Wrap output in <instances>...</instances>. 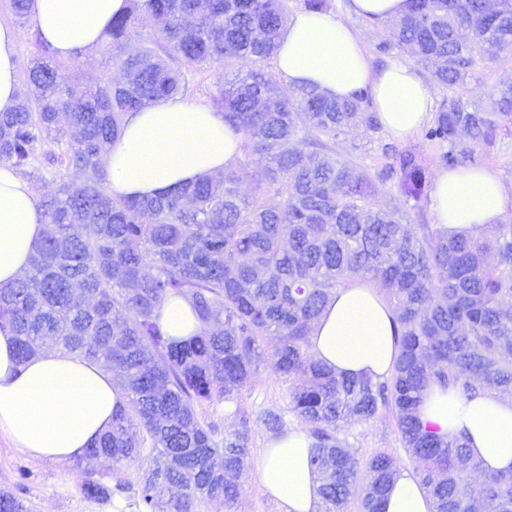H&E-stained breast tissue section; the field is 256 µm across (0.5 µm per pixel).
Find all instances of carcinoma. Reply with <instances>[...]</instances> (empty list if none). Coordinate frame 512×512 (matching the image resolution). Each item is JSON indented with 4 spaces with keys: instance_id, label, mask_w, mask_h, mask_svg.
<instances>
[{
    "instance_id": "1",
    "label": "carcinoma",
    "mask_w": 512,
    "mask_h": 512,
    "mask_svg": "<svg viewBox=\"0 0 512 512\" xmlns=\"http://www.w3.org/2000/svg\"><path fill=\"white\" fill-rule=\"evenodd\" d=\"M287 2L129 0L106 31L112 69L81 88L35 33L39 54L22 70L28 91L0 112V162L29 178L46 231L25 275L0 287V321L12 327L21 363L57 348L112 373L125 405L87 458L131 464L151 448L156 461L138 485L139 512H200L211 502L234 512L252 423L278 435L283 417L242 415L221 438L198 407L234 400L262 366L299 381L289 405L312 438L319 512H380L398 466L383 451L358 456L340 432L383 409L418 463L434 512H512V471L482 472L461 440L418 417L431 385L512 397V223L473 239L381 206L378 184L390 179L421 201L423 161L389 146L388 163L373 170L336 154L352 127L378 129L371 98L338 101L269 69ZM410 2L388 25L396 45L448 91L425 137L442 148L443 165L462 167L477 148L512 134V83L492 90L488 108L463 101L474 68L512 48V0H496L493 11L487 0ZM144 18L155 48L128 54ZM207 71L219 74L212 109L242 134L251 191H241L230 168L162 197L112 196L105 153L128 116L188 94L189 78ZM46 166L65 171L51 190L42 186ZM358 281L377 283L395 313L399 354L384 379L338 376L308 341L330 297ZM170 296L189 299L202 325L183 343L157 321ZM24 479L0 488V512H33ZM80 489L93 501L112 497L91 476Z\"/></svg>"
}]
</instances>
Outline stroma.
<instances>
[{
	"label": "stroma",
	"mask_w": 512,
	"mask_h": 512,
	"mask_svg": "<svg viewBox=\"0 0 512 512\" xmlns=\"http://www.w3.org/2000/svg\"><path fill=\"white\" fill-rule=\"evenodd\" d=\"M332 4L334 13L347 18L356 31L373 66H384L393 59L408 60V53L393 45L385 24L350 14L349 0H332ZM383 43L388 44L389 49L382 53L378 47ZM391 142V137L384 130L371 132L357 127L341 137L337 151L354 164L375 167L383 164L382 148ZM289 387L288 381L278 379L264 369L242 389L236 404L206 405L202 407L201 414L215 422L221 431L228 432L236 428L239 414L254 418L273 411L282 414L287 428L291 429L297 427L299 421L288 410ZM343 436L359 455L384 451L395 457L400 468L411 466L398 439L395 419L389 411H380L369 422L346 426ZM269 437L263 426L254 427L251 444L254 466L239 481L238 512H281L280 504L265 493L256 468ZM152 464V456L146 452L135 463L117 468L108 462L94 461L83 463L78 469L69 462L36 465L5 434L0 433V483H12L18 474H26L24 496L33 503L35 512H136L131 506L132 493L125 490L124 485L138 483ZM89 474L96 478L103 474L108 476L114 486L109 502L83 497L80 485Z\"/></svg>",
	"instance_id": "stroma-1"
}]
</instances>
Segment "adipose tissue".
Listing matches in <instances>:
<instances>
[{
	"instance_id": "ef3b65f1",
	"label": "adipose tissue",
	"mask_w": 512,
	"mask_h": 512,
	"mask_svg": "<svg viewBox=\"0 0 512 512\" xmlns=\"http://www.w3.org/2000/svg\"><path fill=\"white\" fill-rule=\"evenodd\" d=\"M32 18L58 57L96 46L128 0H32ZM17 33L0 24V112L18 101ZM288 84H314L328 97L347 100L369 93L389 135L406 139L433 112V91L411 64L393 60L374 68L355 31L334 13L299 11L288 20L275 56ZM242 136L209 107L176 96L130 115L121 137L106 151L109 188L116 196L155 197L176 191L206 173L236 164ZM512 208V193L487 168L438 173L431 193L435 223L449 234L484 235ZM45 232L30 185L0 163V285L16 282L29 266L33 245ZM393 310L376 284L337 289L309 338L316 359L346 376L390 375L397 352ZM158 322L166 336L183 340L200 323L190 301L167 298ZM124 396L97 363L48 348L26 364L16 362L9 325L0 326V432L36 464L82 457L112 424ZM422 425L465 439L485 470H512V398L490 390L466 398L428 387L418 407ZM309 434L300 428L271 438L260 482L284 512H317L320 485L310 465ZM382 512H432V500L414 474L398 471Z\"/></svg>"
}]
</instances>
